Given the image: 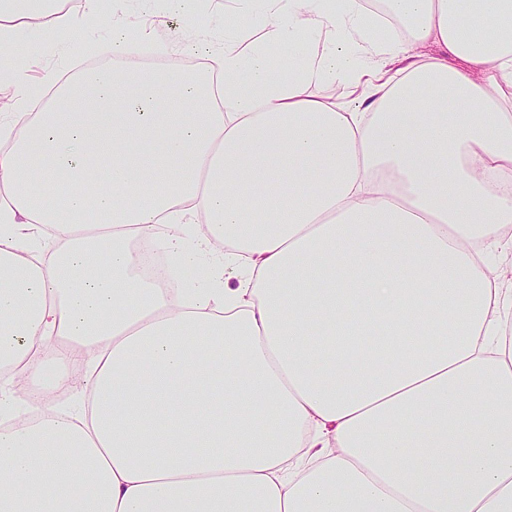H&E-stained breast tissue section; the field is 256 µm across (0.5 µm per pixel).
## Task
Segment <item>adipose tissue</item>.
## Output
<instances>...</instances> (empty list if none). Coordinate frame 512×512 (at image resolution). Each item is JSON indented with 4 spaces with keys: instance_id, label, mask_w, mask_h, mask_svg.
I'll use <instances>...</instances> for the list:
<instances>
[{
    "instance_id": "ef3b65f1",
    "label": "adipose tissue",
    "mask_w": 512,
    "mask_h": 512,
    "mask_svg": "<svg viewBox=\"0 0 512 512\" xmlns=\"http://www.w3.org/2000/svg\"><path fill=\"white\" fill-rule=\"evenodd\" d=\"M237 2L202 71L0 72V371L74 394L0 395V512H512V0Z\"/></svg>"
}]
</instances>
